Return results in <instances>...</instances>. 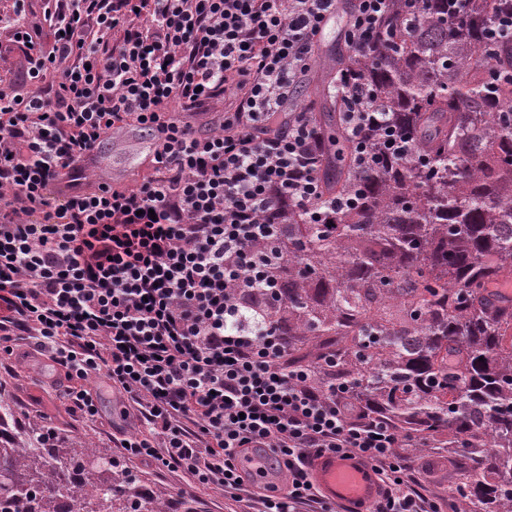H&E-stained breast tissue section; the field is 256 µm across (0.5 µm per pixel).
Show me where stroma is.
Returning a JSON list of instances; mask_svg holds the SVG:
<instances>
[{"mask_svg":"<svg viewBox=\"0 0 512 512\" xmlns=\"http://www.w3.org/2000/svg\"><path fill=\"white\" fill-rule=\"evenodd\" d=\"M348 15L344 0H339L335 14L327 21L314 45L315 68L303 76L291 96L288 109L280 113V124H287L288 115L301 111L308 103L323 106L328 95L320 81L319 66L331 61L344 48L343 33ZM130 140L105 139L104 168L113 187L131 188L141 179L152 175V167L141 168L138 175H128L124 167L126 155L135 147L136 139L146 138L147 130L134 128ZM12 355L0 357V393L10 401L17 420L22 423H37L52 426L58 436H79L91 441L96 447L105 449L111 456H118L115 434L134 432L138 419L125 415V397L113 390L105 377L97 375L88 381L89 387L99 395V415L89 421L72 413L60 395L62 376L44 356L37 354L28 340L13 342ZM417 471L424 473L426 482L423 491L433 498H452L461 485L467 467V458L461 452H448L438 448H427L413 455ZM129 470L136 474L144 487L163 488L170 494L172 512H183L192 506L195 512H256L258 508L257 488H250L246 501L236 502L225 498L216 488L201 487L190 482L184 474L159 471L137 462L129 463Z\"/></svg>","mask_w":512,"mask_h":512,"instance_id":"stroma-1","label":"stroma"}]
</instances>
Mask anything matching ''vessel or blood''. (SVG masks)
Here are the masks:
<instances>
[{
  "instance_id": "vessel-or-blood-1",
  "label": "vessel or blood",
  "mask_w": 512,
  "mask_h": 512,
  "mask_svg": "<svg viewBox=\"0 0 512 512\" xmlns=\"http://www.w3.org/2000/svg\"><path fill=\"white\" fill-rule=\"evenodd\" d=\"M77 164L95 185H102L100 170L103 163L100 148L82 153ZM311 471L323 496L342 505L344 512H368L369 505L379 496L378 478L371 467L360 458L324 455L313 459Z\"/></svg>"
}]
</instances>
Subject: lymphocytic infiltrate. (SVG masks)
<instances>
[{
    "label": "lymphocytic infiltrate",
    "mask_w": 512,
    "mask_h": 512,
    "mask_svg": "<svg viewBox=\"0 0 512 512\" xmlns=\"http://www.w3.org/2000/svg\"><path fill=\"white\" fill-rule=\"evenodd\" d=\"M25 2L8 19L25 74L0 87V354L29 336L88 420L99 414L88 380L104 375L140 421L124 460L237 501L252 478L243 459L261 454L288 477L267 484L261 512L320 503L309 467L326 453L371 465L382 487L372 512H441L418 491L400 438L365 418L349 389L322 390L288 364L284 337L242 302L278 293L284 211L327 224L354 205L322 194L310 113L271 130L336 0H46L39 22ZM385 3L354 0L352 47L375 35ZM230 87L234 112L195 135L188 115ZM339 92L360 166L377 163L365 135L383 113L356 82ZM133 124L159 135L155 177L48 194L76 155Z\"/></svg>",
    "instance_id": "f902f5d3"
}]
</instances>
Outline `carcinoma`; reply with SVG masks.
<instances>
[{
    "mask_svg": "<svg viewBox=\"0 0 512 512\" xmlns=\"http://www.w3.org/2000/svg\"><path fill=\"white\" fill-rule=\"evenodd\" d=\"M512 0H388L375 41L321 82L354 77L406 156L361 169L341 95L313 122L324 196L358 193L334 224L288 211L277 305L250 294L322 389L356 388L414 450L468 454L463 512H512ZM484 361H479V358ZM168 494L81 438L19 429L0 394V512H168Z\"/></svg>",
    "mask_w": 512,
    "mask_h": 512,
    "instance_id": "obj_1",
    "label": "carcinoma"
}]
</instances>
